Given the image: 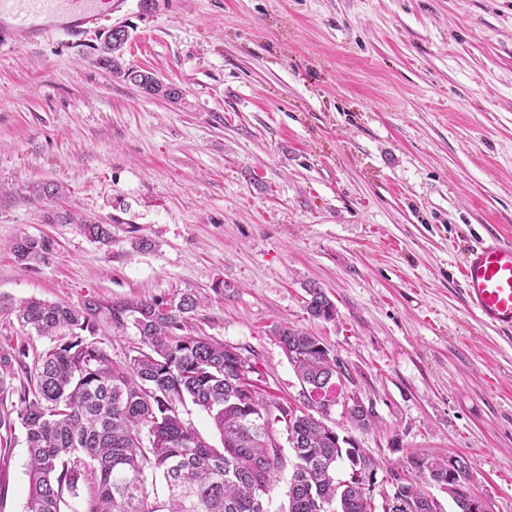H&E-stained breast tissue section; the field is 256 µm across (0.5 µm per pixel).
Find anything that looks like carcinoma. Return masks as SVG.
Wrapping results in <instances>:
<instances>
[{
  "mask_svg": "<svg viewBox=\"0 0 512 512\" xmlns=\"http://www.w3.org/2000/svg\"><path fill=\"white\" fill-rule=\"evenodd\" d=\"M129 34H108L96 64L141 88L144 93L177 100L181 91L161 84L151 72H138L122 61ZM83 233L102 245L112 242V227L81 223ZM53 250L48 239L23 237L13 251L18 262L33 269ZM305 310L313 318L331 319L334 303L321 289H308ZM199 306L190 295L178 302L141 299L103 303L85 299L73 307L32 299L16 309L22 327L46 336L53 345L26 368L28 384L15 388L0 373V429L12 430L20 420L28 450L29 491L26 512H61L64 493L85 491L84 512H270V495L279 475L290 471L287 506L280 512H376L370 491L336 478L343 458L353 461L356 448L312 412L293 411L265 399L258 388L238 394L233 387L236 363L255 370L240 356L206 336L182 335ZM115 330L136 329L146 350L124 366L112 364L95 335L100 318ZM272 333L288 347V361L304 384L326 396L336 373L331 350L317 337L285 324ZM18 397L17 409L6 401ZM190 400L210 417L220 436L215 447L179 414ZM17 418H12V413ZM362 430L373 415L354 404L347 412ZM285 423L288 456L268 446L265 435ZM394 506L382 512H438L427 501L425 485L441 482L459 512L476 496L469 471L448 477V460L411 455L387 469ZM162 478L165 503L151 499L148 483Z\"/></svg>",
  "mask_w": 512,
  "mask_h": 512,
  "instance_id": "1",
  "label": "carcinoma"
}]
</instances>
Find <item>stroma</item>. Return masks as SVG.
I'll return each mask as SVG.
<instances>
[{"label":"stroma","instance_id":"35a3bbf8","mask_svg":"<svg viewBox=\"0 0 512 512\" xmlns=\"http://www.w3.org/2000/svg\"><path fill=\"white\" fill-rule=\"evenodd\" d=\"M127 25L126 65L181 91L149 96L96 59ZM62 193L37 198L32 186ZM71 211L112 226L89 240ZM512 242V0H139L76 36L0 39V348L50 345L15 318L197 295L186 331L237 348L260 388L304 409L271 329L344 364L324 422L374 458H464L512 512V336L481 323L458 268L486 233ZM54 244L33 269L10 250ZM321 288L332 319L305 310ZM373 411L347 419L350 398ZM24 430L0 451V512H25Z\"/></svg>","mask_w":512,"mask_h":512}]
</instances>
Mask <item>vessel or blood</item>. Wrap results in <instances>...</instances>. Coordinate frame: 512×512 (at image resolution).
<instances>
[{
    "label": "vessel or blood",
    "instance_id": "obj_1",
    "mask_svg": "<svg viewBox=\"0 0 512 512\" xmlns=\"http://www.w3.org/2000/svg\"><path fill=\"white\" fill-rule=\"evenodd\" d=\"M99 14V0H0V32L50 38L80 32ZM469 310L512 331V243L489 237L471 247L459 268Z\"/></svg>",
    "mask_w": 512,
    "mask_h": 512
}]
</instances>
